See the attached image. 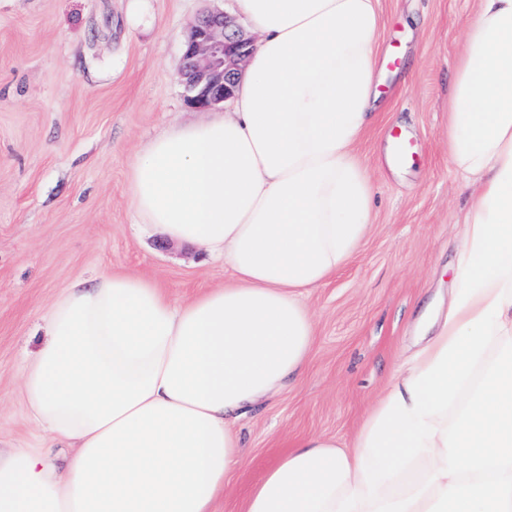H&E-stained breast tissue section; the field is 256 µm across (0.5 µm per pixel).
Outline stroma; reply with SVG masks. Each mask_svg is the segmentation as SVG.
<instances>
[{
  "label": "stroma",
  "instance_id": "1",
  "mask_svg": "<svg viewBox=\"0 0 512 512\" xmlns=\"http://www.w3.org/2000/svg\"><path fill=\"white\" fill-rule=\"evenodd\" d=\"M387 64L381 108L355 152L372 184L370 232L320 288L301 376L234 426L244 463L216 512L240 502L295 440L350 446L378 397L445 320L467 191L448 156V94L475 0H376ZM236 0H0V448L51 442L17 399L24 356L63 290L103 271L149 278L178 302L230 274L201 246L141 225L132 159L158 135L232 111L187 102L183 41ZM414 145L399 160L393 133Z\"/></svg>",
  "mask_w": 512,
  "mask_h": 512
}]
</instances>
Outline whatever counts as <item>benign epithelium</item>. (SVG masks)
<instances>
[{"label":"benign epithelium","mask_w":512,"mask_h":512,"mask_svg":"<svg viewBox=\"0 0 512 512\" xmlns=\"http://www.w3.org/2000/svg\"><path fill=\"white\" fill-rule=\"evenodd\" d=\"M254 48L255 42L224 12L202 14L184 42L181 76L187 101L209 108L231 98Z\"/></svg>","instance_id":"7a95c632"}]
</instances>
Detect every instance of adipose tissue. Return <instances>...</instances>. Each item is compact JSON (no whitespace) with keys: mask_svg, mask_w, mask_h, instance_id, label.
I'll use <instances>...</instances> for the list:
<instances>
[{"mask_svg":"<svg viewBox=\"0 0 512 512\" xmlns=\"http://www.w3.org/2000/svg\"><path fill=\"white\" fill-rule=\"evenodd\" d=\"M238 9L260 39L234 112L157 136L129 170L142 221L209 247L231 281L185 304L113 272L66 288L19 397L75 453L60 467L45 448L0 450V512H214L240 461L233 422L311 350L297 292L327 283L368 234L353 146L379 107L375 0ZM448 144L469 200L447 321L352 449L295 442L242 512H512V0H476Z\"/></svg>","mask_w":512,"mask_h":512,"instance_id":"adipose-tissue-1","label":"adipose tissue"}]
</instances>
